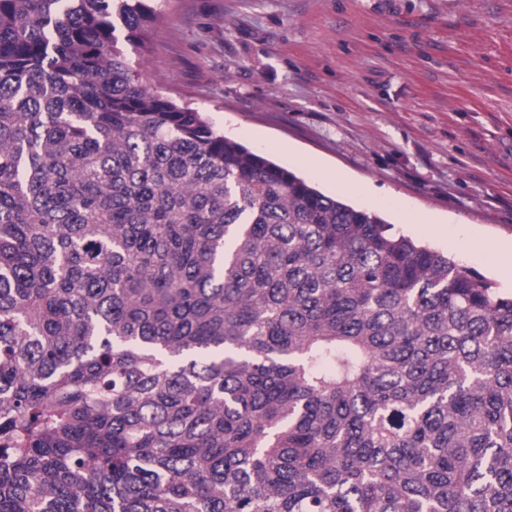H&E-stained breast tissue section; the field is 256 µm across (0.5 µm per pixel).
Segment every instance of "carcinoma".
<instances>
[{"instance_id":"1","label":"carcinoma","mask_w":512,"mask_h":512,"mask_svg":"<svg viewBox=\"0 0 512 512\" xmlns=\"http://www.w3.org/2000/svg\"><path fill=\"white\" fill-rule=\"evenodd\" d=\"M163 0H0V512H512V296L140 81Z\"/></svg>"}]
</instances>
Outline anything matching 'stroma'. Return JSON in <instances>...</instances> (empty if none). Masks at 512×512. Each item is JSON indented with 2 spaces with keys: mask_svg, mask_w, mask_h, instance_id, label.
Returning <instances> with one entry per match:
<instances>
[{
  "mask_svg": "<svg viewBox=\"0 0 512 512\" xmlns=\"http://www.w3.org/2000/svg\"><path fill=\"white\" fill-rule=\"evenodd\" d=\"M141 72L512 295V0H165Z\"/></svg>",
  "mask_w": 512,
  "mask_h": 512,
  "instance_id": "35a3bbf8",
  "label": "stroma"
}]
</instances>
